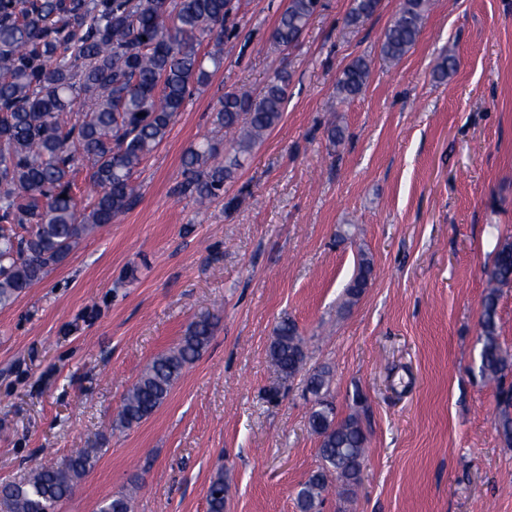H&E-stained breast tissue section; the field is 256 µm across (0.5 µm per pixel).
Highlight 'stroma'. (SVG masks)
I'll return each mask as SVG.
<instances>
[{
    "label": "stroma",
    "mask_w": 512,
    "mask_h": 512,
    "mask_svg": "<svg viewBox=\"0 0 512 512\" xmlns=\"http://www.w3.org/2000/svg\"><path fill=\"white\" fill-rule=\"evenodd\" d=\"M287 0H238L224 63L187 101L133 179L135 205L0 308V485L34 461L99 447L59 512H95L135 486L134 512H298L318 464L301 380L268 355L294 318L309 367L332 373L339 416L361 393L369 457L349 501L323 512H512V447L498 436V386L478 375V321L499 242L512 237V0H430L415 46L380 54L400 0L355 28L352 0H321L296 47L270 32ZM458 60L439 81L442 55ZM371 60L348 103L336 80ZM287 70L279 123L224 197H180L181 157L211 133L226 91L259 94ZM346 129L330 146V124ZM373 265L351 309L359 254ZM212 339L165 403L112 431L127 389L196 316Z\"/></svg>",
    "instance_id": "stroma-1"
}]
</instances>
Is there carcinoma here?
Returning <instances> with one entry per match:
<instances>
[{
	"mask_svg": "<svg viewBox=\"0 0 512 512\" xmlns=\"http://www.w3.org/2000/svg\"><path fill=\"white\" fill-rule=\"evenodd\" d=\"M428 0H402L381 41V54L400 60L417 42ZM380 0H354L345 23L357 27ZM319 0H288L270 40L282 51L295 46ZM231 0H0V308L12 305L62 263L79 241L131 209L139 197L132 181L142 161L167 136L178 112L209 77L208 65L223 63L224 25ZM214 41L211 51L199 47ZM370 62L360 56L342 71L336 93L349 102L362 93ZM288 72L278 70L254 97L227 91L213 119L218 138L207 137L182 157L178 192L197 205L224 196L241 158L281 120ZM236 138L219 160V135ZM85 164L96 189L79 208L75 175ZM373 272L360 254L345 288L348 306L358 301ZM512 285V241L501 242L487 273L479 317L478 373L502 381L512 373V353L498 334L501 289ZM215 323L197 316L180 343L153 358L125 394L115 428L148 419L168 398L184 369L210 343ZM272 365L284 380L306 372L313 396L308 416L319 438V464L296 493L298 512H322L326 494L340 496L361 485L367 454L363 418L367 407L337 419L329 369L305 370L306 341L295 321L283 318L269 345ZM496 431L512 445V396L501 401ZM98 448H80L62 461L36 464L19 482L0 485V512H56L95 466ZM208 512H224V476L206 490ZM98 512H132L120 491Z\"/></svg>",
	"mask_w": 512,
	"mask_h": 512,
	"instance_id": "1",
	"label": "carcinoma"
}]
</instances>
